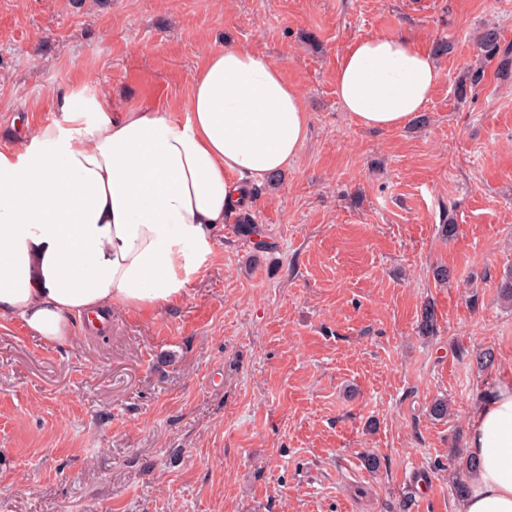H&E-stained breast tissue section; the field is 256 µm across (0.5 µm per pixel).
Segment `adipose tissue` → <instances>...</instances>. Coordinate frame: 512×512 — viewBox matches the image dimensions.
<instances>
[{
    "mask_svg": "<svg viewBox=\"0 0 512 512\" xmlns=\"http://www.w3.org/2000/svg\"><path fill=\"white\" fill-rule=\"evenodd\" d=\"M442 77L406 35L361 38L341 57L336 97L358 125L400 129ZM309 123L281 69L236 46L207 54L180 112L66 100L62 120L0 149V320L54 342L74 317L178 303L242 186L286 170ZM468 445L457 512H512V378L485 391Z\"/></svg>",
    "mask_w": 512,
    "mask_h": 512,
    "instance_id": "ef3b65f1",
    "label": "adipose tissue"
}]
</instances>
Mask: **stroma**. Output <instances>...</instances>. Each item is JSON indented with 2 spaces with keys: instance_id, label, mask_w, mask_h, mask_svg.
<instances>
[{
  "instance_id": "stroma-1",
  "label": "stroma",
  "mask_w": 512,
  "mask_h": 512,
  "mask_svg": "<svg viewBox=\"0 0 512 512\" xmlns=\"http://www.w3.org/2000/svg\"><path fill=\"white\" fill-rule=\"evenodd\" d=\"M488 23L512 44V0H0V148L70 93L182 109L227 44L310 112L297 162L228 218L254 234L217 226L177 304L63 342L0 321V512H455L470 416L512 377V70L456 93ZM399 32L448 39L443 77L406 127H361L339 59Z\"/></svg>"
}]
</instances>
